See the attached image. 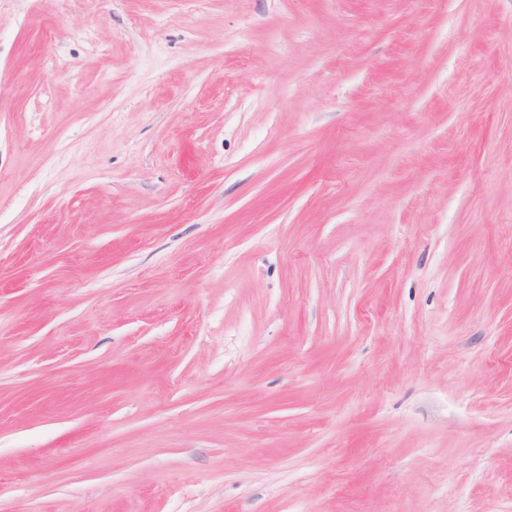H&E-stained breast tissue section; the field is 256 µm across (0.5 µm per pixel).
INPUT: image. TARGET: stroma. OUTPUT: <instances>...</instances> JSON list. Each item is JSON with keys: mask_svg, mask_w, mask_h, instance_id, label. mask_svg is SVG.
I'll list each match as a JSON object with an SVG mask.
<instances>
[{"mask_svg": "<svg viewBox=\"0 0 512 512\" xmlns=\"http://www.w3.org/2000/svg\"><path fill=\"white\" fill-rule=\"evenodd\" d=\"M0 512H512V0H0Z\"/></svg>", "mask_w": 512, "mask_h": 512, "instance_id": "1", "label": "stroma"}]
</instances>
